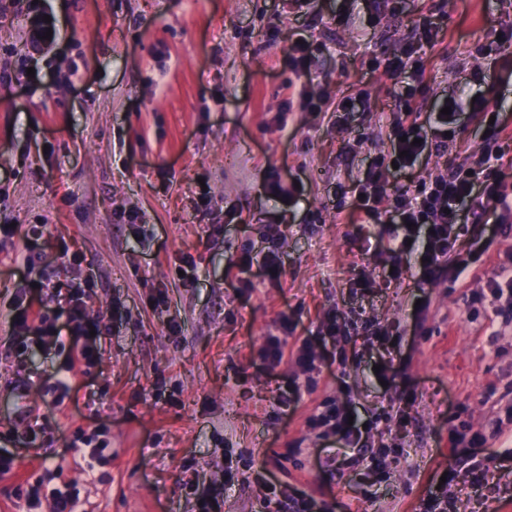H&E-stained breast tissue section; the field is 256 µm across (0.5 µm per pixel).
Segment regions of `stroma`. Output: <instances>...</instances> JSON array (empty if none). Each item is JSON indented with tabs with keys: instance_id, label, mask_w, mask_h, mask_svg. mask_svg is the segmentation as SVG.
<instances>
[{
	"instance_id": "obj_1",
	"label": "stroma",
	"mask_w": 512,
	"mask_h": 512,
	"mask_svg": "<svg viewBox=\"0 0 512 512\" xmlns=\"http://www.w3.org/2000/svg\"><path fill=\"white\" fill-rule=\"evenodd\" d=\"M56 20L53 31L38 16ZM430 16L438 35L421 41ZM512 0H398L376 13L372 0H317L295 17L280 0H8L0 17V225L44 230L32 253L37 271L58 287L92 278L101 317L114 323L97 363L76 371L74 387L96 396L56 405L32 384L26 400L50 428L38 448L17 451L0 477V512H23L14 496L39 462L80 480L86 512H193L184 469L202 482L224 479L228 460L317 500L326 512H420L442 475L454 512H512V339L492 340L498 308L482 298L512 242L496 241L456 287L429 285L431 306L414 317L413 279L379 283L353 295L358 273L380 274L390 256L387 227L356 224L353 189L389 146L385 117L398 92L365 62L411 53L426 68L421 114L445 98H479L512 118ZM321 44L307 74L288 61V37ZM314 89L335 102L365 94L361 112L337 125L332 112L301 110ZM486 129L460 131L414 173L421 176L478 153ZM298 179L296 199L264 190L272 179ZM208 196L210 210L195 204ZM144 219L140 232L127 222ZM277 241H270L272 231ZM277 244L274 278L240 271L244 252ZM78 259L63 264L62 246ZM193 262L194 271L179 276ZM164 303L153 304L156 295ZM349 333L329 341L313 376L289 363L267 366L269 339L287 347L316 336L329 310ZM296 320L295 331L279 318ZM391 325L398 348L370 345L365 325ZM391 362L394 381L374 371ZM168 396L156 397V375ZM298 406L284 405L292 386ZM350 408L362 425L359 447L405 449L385 476L365 466L327 463L336 434L320 436L309 419L321 402ZM501 436L486 446L449 445V429ZM106 430L111 461L82 482L68 447L77 430ZM487 460L480 484L471 458Z\"/></svg>"
}]
</instances>
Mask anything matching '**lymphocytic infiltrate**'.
Returning <instances> with one entry per match:
<instances>
[{"mask_svg": "<svg viewBox=\"0 0 512 512\" xmlns=\"http://www.w3.org/2000/svg\"><path fill=\"white\" fill-rule=\"evenodd\" d=\"M450 114L430 113L426 123H419V109L408 96L401 95L387 123L390 127V148L370 165L357 184L359 198L356 208L362 223H385L391 251L389 269L383 270L386 281H401L414 275L424 286L445 278L459 282L470 261L479 259L485 247L472 240L468 251H461L457 227L465 223L462 205L478 198L492 216L490 236L500 235L504 224L512 218V183L506 182L503 169V144L512 141V122L493 119L487 101H450ZM469 114L479 125H488L493 145L485 149L470 164L440 169L418 179L414 191L389 194L388 189L399 176L409 174L423 154L429 152L433 141L455 131L462 114ZM53 283L42 277L24 279L17 285V295L0 307V354L23 362L33 345L42 352L50 348L65 349L69 358L65 366L49 374V390L58 399L68 398L71 392L70 373L79 364H92L111 327L94 312L97 294L91 281L77 283L66 298V323L51 321L46 305L34 302V293H46ZM20 429L10 430L7 446L0 448V474L11 473L15 465L16 448L40 445L45 424L35 408L27 404L16 407ZM61 486L44 494L39 476L29 475L17 485L15 494L23 499L29 512H38L43 499H50L52 512H81L82 500L76 484L65 479L63 471H54ZM247 473L234 467L224 470V482L201 487L198 475H190L183 483L194 496V512H223L224 488L245 481Z\"/></svg>", "mask_w": 512, "mask_h": 512, "instance_id": "obj_1", "label": "lymphocytic infiltrate"}]
</instances>
